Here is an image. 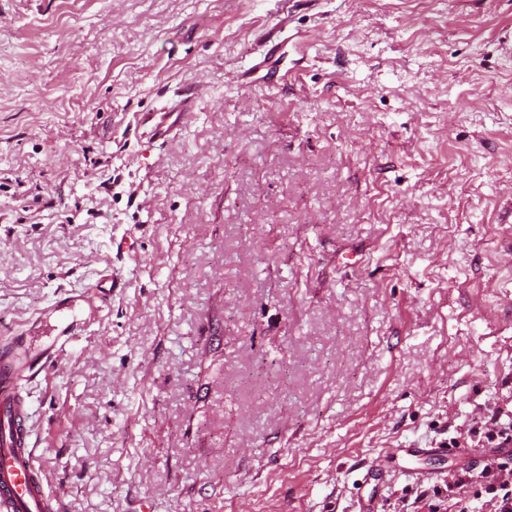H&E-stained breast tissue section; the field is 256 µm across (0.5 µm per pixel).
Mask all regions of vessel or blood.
I'll return each instance as SVG.
<instances>
[{
	"instance_id": "vessel-or-blood-1",
	"label": "vessel or blood",
	"mask_w": 512,
	"mask_h": 512,
	"mask_svg": "<svg viewBox=\"0 0 512 512\" xmlns=\"http://www.w3.org/2000/svg\"><path fill=\"white\" fill-rule=\"evenodd\" d=\"M78 321L48 326L50 348L32 360L40 365L50 352H63L78 334ZM15 339L0 341V512H51L52 499L38 475L30 446L28 405L21 392L27 368L17 364Z\"/></svg>"
}]
</instances>
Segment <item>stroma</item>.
Returning a JSON list of instances; mask_svg holds the SVG:
<instances>
[{"mask_svg": "<svg viewBox=\"0 0 512 512\" xmlns=\"http://www.w3.org/2000/svg\"><path fill=\"white\" fill-rule=\"evenodd\" d=\"M508 40L512 0H0V337L91 298L28 386L56 512H493L448 477L512 403Z\"/></svg>", "mask_w": 512, "mask_h": 512, "instance_id": "1", "label": "stroma"}]
</instances>
